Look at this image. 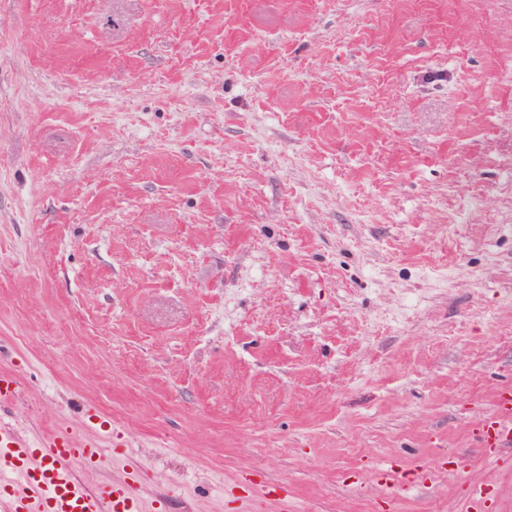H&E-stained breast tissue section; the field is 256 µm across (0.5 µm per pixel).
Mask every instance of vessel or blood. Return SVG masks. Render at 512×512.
<instances>
[{
	"mask_svg": "<svg viewBox=\"0 0 512 512\" xmlns=\"http://www.w3.org/2000/svg\"><path fill=\"white\" fill-rule=\"evenodd\" d=\"M478 445L498 452L512 447V393L497 397L492 418L483 421ZM103 458L96 440L76 441L59 431L31 443L7 424H0V464L11 472L0 482V504L7 512H140L134 489L106 484L88 487L81 472Z\"/></svg>",
	"mask_w": 512,
	"mask_h": 512,
	"instance_id": "obj_1",
	"label": "vessel or blood"
}]
</instances>
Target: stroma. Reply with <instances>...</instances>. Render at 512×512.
I'll return each mask as SVG.
<instances>
[{"label": "stroma", "instance_id": "35a3bbf8", "mask_svg": "<svg viewBox=\"0 0 512 512\" xmlns=\"http://www.w3.org/2000/svg\"><path fill=\"white\" fill-rule=\"evenodd\" d=\"M1 372L143 512H512V0H0ZM480 448H490L499 453L512 447V393L503 391L497 397L496 411L492 418L482 422L477 437Z\"/></svg>", "mask_w": 512, "mask_h": 512}]
</instances>
